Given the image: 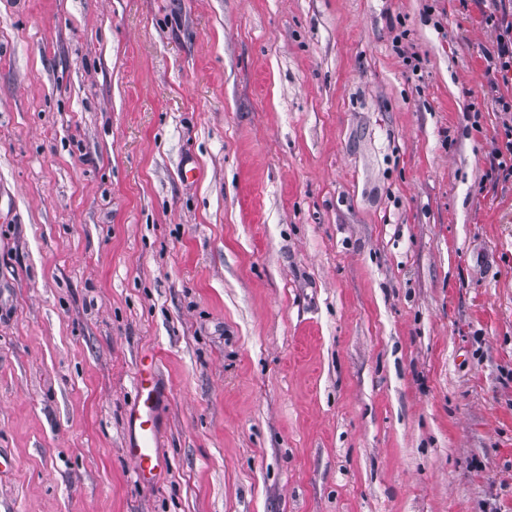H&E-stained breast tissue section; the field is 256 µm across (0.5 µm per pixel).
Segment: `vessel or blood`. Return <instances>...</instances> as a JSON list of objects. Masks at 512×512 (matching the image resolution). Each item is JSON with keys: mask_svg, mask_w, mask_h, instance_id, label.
Here are the masks:
<instances>
[{"mask_svg": "<svg viewBox=\"0 0 512 512\" xmlns=\"http://www.w3.org/2000/svg\"><path fill=\"white\" fill-rule=\"evenodd\" d=\"M135 396L125 416L122 454L133 467L138 483L156 486L164 473V455L160 441V408L165 400L157 356L143 353L134 377Z\"/></svg>", "mask_w": 512, "mask_h": 512, "instance_id": "obj_1", "label": "vessel or blood"}]
</instances>
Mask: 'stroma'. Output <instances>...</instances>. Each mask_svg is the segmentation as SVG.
Wrapping results in <instances>:
<instances>
[{
	"label": "stroma",
	"instance_id": "1",
	"mask_svg": "<svg viewBox=\"0 0 512 512\" xmlns=\"http://www.w3.org/2000/svg\"><path fill=\"white\" fill-rule=\"evenodd\" d=\"M510 23L0 0V512H512ZM510 31V32H509ZM490 64L488 65L491 71H504L512 70V24L510 30L506 31V35H500L497 40L496 51L489 56ZM157 362L154 352H144L139 359L134 377L135 396L126 412L121 448L133 467L136 481L146 489L156 486L164 473L160 408L166 396Z\"/></svg>",
	"mask_w": 512,
	"mask_h": 512
}]
</instances>
